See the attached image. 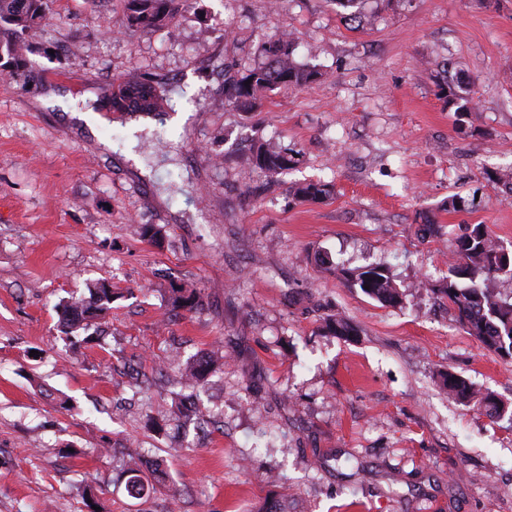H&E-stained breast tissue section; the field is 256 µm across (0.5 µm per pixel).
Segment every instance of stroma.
<instances>
[{
    "label": "stroma",
    "instance_id": "35a3bbf8",
    "mask_svg": "<svg viewBox=\"0 0 512 512\" xmlns=\"http://www.w3.org/2000/svg\"><path fill=\"white\" fill-rule=\"evenodd\" d=\"M124 9L48 0L26 68L0 72V512H512V420L440 381L512 405V363L435 293L474 225L512 251V0H362L357 23L335 0H183L145 31ZM284 33L321 78L229 105L226 78ZM131 69L170 88L182 127L73 122ZM258 144L295 165L260 172ZM309 181L330 197L295 199ZM376 264L400 306L341 275ZM103 280L111 310L62 333L63 304ZM186 282L202 306L172 310ZM331 315L355 336L323 331ZM180 355L215 357L214 418L159 431ZM124 445L143 477L166 460L168 486L129 497ZM443 386L448 390V396L483 408L491 419L495 420L496 415L506 413L505 406L496 399L493 392L477 388L458 375L448 372L443 377Z\"/></svg>",
    "mask_w": 512,
    "mask_h": 512
}]
</instances>
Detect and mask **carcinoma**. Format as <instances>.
<instances>
[{
  "mask_svg": "<svg viewBox=\"0 0 512 512\" xmlns=\"http://www.w3.org/2000/svg\"><path fill=\"white\" fill-rule=\"evenodd\" d=\"M129 14L122 25L128 29L150 30L164 24L175 12L176 0H128ZM47 0H0V33H12L22 37L24 32L40 23L46 16ZM292 40L280 36L262 43L259 53L265 61L248 70L240 78L226 82L227 101L236 107H248L260 91H273L290 86H301L321 77V73L301 66L291 59ZM116 112L133 109L143 115L156 116L158 111L157 86L148 79L118 86L117 94L107 100ZM250 163L268 174H278L294 163L288 154L270 151L262 145L254 148ZM330 193L329 186L322 183H306L294 188L293 194L300 201L317 200ZM504 247L491 235L483 224L454 242L455 261L450 264L448 277L437 292L448 301L459 325L477 338L486 348L502 358L512 359V303L494 298L490 281L501 275L512 277V265L505 266L500 253ZM342 275L351 288H357L365 296L384 306L397 307L402 303V293L395 286L385 267L381 265L342 270ZM112 303V286L106 282L90 291L89 297L68 303L61 314V326L66 334L72 333L84 321L101 316ZM172 305L177 309L194 311L202 306L197 289L182 286L174 289ZM326 329L335 336L349 337L354 328L343 318L331 317L325 321ZM207 361L187 360L178 368V383L184 387L202 384L210 371ZM443 386L448 396L465 403H472L485 410L490 418L505 413V406L493 392L475 387L453 373L443 377ZM135 451H124V466L128 476L126 490L135 498L150 495V486L144 484L138 470L132 466Z\"/></svg>",
  "mask_w": 512,
  "mask_h": 512,
  "instance_id": "carcinoma-1",
  "label": "carcinoma"
}]
</instances>
